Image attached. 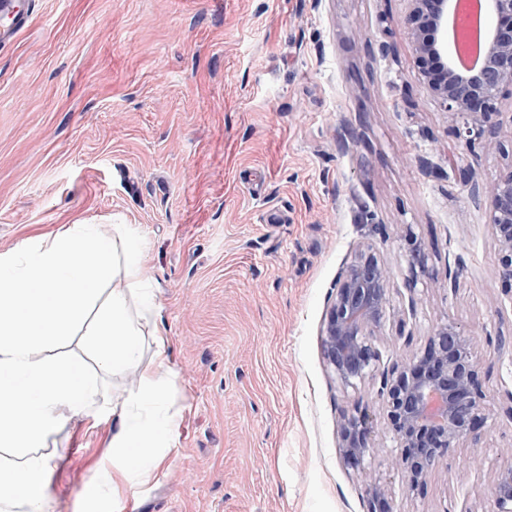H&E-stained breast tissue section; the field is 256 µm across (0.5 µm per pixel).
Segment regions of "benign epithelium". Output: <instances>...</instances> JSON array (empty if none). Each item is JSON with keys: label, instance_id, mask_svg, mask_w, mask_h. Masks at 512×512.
Listing matches in <instances>:
<instances>
[{"label": "benign epithelium", "instance_id": "obj_1", "mask_svg": "<svg viewBox=\"0 0 512 512\" xmlns=\"http://www.w3.org/2000/svg\"><path fill=\"white\" fill-rule=\"evenodd\" d=\"M403 26L413 47L418 73L453 123L458 140L470 143L476 130L491 122L497 101L512 90V0H481L489 13L482 26V65L460 70L448 52V19L460 0H408ZM488 223L499 250V277L512 285V167L489 191ZM409 286L427 271V255L413 234L406 235ZM389 275L371 250H362L340 274L322 328L328 366L345 386L378 378L389 431L398 448V465L409 491L427 483L434 465L461 440L477 442L486 427V394L480 366L473 361L470 337L442 323L423 349L390 369H379L374 338L390 312ZM371 416L358 405L339 422V452L352 467L370 452ZM369 512H393L386 485L366 484ZM492 495L497 512H512V467L500 470Z\"/></svg>", "mask_w": 512, "mask_h": 512}]
</instances>
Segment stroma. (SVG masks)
I'll return each instance as SVG.
<instances>
[{
  "label": "stroma",
  "instance_id": "stroma-1",
  "mask_svg": "<svg viewBox=\"0 0 512 512\" xmlns=\"http://www.w3.org/2000/svg\"><path fill=\"white\" fill-rule=\"evenodd\" d=\"M407 0H39L0 48V251L78 221L129 225L179 374L174 452L127 512H368L338 450L341 411L372 416L363 463L394 512H494L512 465V286L488 190L512 167V95L459 142L420 79ZM498 148H488L490 139ZM472 165L476 190L453 172ZM429 272L408 289L406 233ZM389 272L382 366L433 328L472 338L490 426L410 493L373 380L343 385L321 329L364 248ZM461 258L455 287L448 262ZM111 417L56 437L61 512L82 497Z\"/></svg>",
  "mask_w": 512,
  "mask_h": 512
}]
</instances>
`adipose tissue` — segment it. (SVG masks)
I'll list each match as a JSON object with an SVG mask.
<instances>
[{"label":"adipose tissue","instance_id":"ef3b65f1","mask_svg":"<svg viewBox=\"0 0 512 512\" xmlns=\"http://www.w3.org/2000/svg\"><path fill=\"white\" fill-rule=\"evenodd\" d=\"M159 315L128 225L65 224L0 251V512H57L49 447L73 417L114 419L108 453L84 488L87 502L120 504L160 470L172 451L167 394L178 375ZM77 336L97 374L57 356ZM127 371L136 387L119 403L103 401L99 374Z\"/></svg>","mask_w":512,"mask_h":512}]
</instances>
